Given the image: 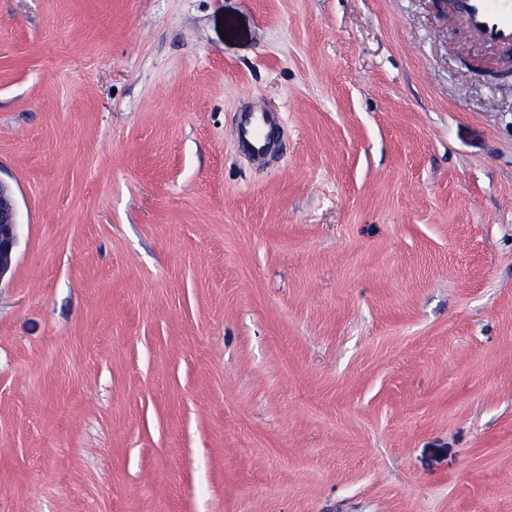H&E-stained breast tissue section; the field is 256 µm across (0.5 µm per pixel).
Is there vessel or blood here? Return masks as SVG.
Instances as JSON below:
<instances>
[{
	"instance_id": "obj_1",
	"label": "vessel or blood",
	"mask_w": 512,
	"mask_h": 512,
	"mask_svg": "<svg viewBox=\"0 0 512 512\" xmlns=\"http://www.w3.org/2000/svg\"><path fill=\"white\" fill-rule=\"evenodd\" d=\"M451 4L471 39L492 48L512 49V0H451ZM238 140L241 149L258 162L278 149L271 117L264 112L240 113Z\"/></svg>"
}]
</instances>
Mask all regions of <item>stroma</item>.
Segmentation results:
<instances>
[{
  "mask_svg": "<svg viewBox=\"0 0 512 512\" xmlns=\"http://www.w3.org/2000/svg\"><path fill=\"white\" fill-rule=\"evenodd\" d=\"M472 57L441 0H0V512H512ZM238 140L241 149L258 162L265 160L278 149L271 117L265 112L240 113ZM17 207L10 189L0 181V279L11 268L18 242Z\"/></svg>",
  "mask_w": 512,
  "mask_h": 512,
  "instance_id": "1",
  "label": "stroma"
}]
</instances>
